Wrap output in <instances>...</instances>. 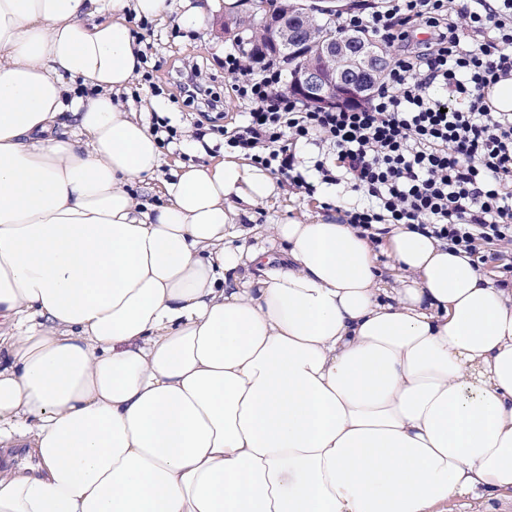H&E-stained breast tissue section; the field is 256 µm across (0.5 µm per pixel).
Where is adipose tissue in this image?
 <instances>
[{
	"label": "adipose tissue",
	"mask_w": 512,
	"mask_h": 512,
	"mask_svg": "<svg viewBox=\"0 0 512 512\" xmlns=\"http://www.w3.org/2000/svg\"><path fill=\"white\" fill-rule=\"evenodd\" d=\"M172 14L207 25L204 0H0V444L37 460L0 458V512L512 494V288L404 224L240 223L276 184L232 155L159 179L112 96L143 69L129 18Z\"/></svg>",
	"instance_id": "adipose-tissue-1"
}]
</instances>
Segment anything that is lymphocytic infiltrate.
Here are the masks:
<instances>
[{
  "mask_svg": "<svg viewBox=\"0 0 512 512\" xmlns=\"http://www.w3.org/2000/svg\"><path fill=\"white\" fill-rule=\"evenodd\" d=\"M339 28L381 38L390 65L377 92L313 107L281 91L274 60L227 54L224 72L246 114L224 131L225 147L309 193L315 184L294 147L326 150L313 164L320 183L344 177L364 197L343 223L425 229L479 264L488 260L483 246L512 245V113L492 111L484 97L512 74V0H468L459 9L450 0H379Z\"/></svg>",
  "mask_w": 512,
  "mask_h": 512,
  "instance_id": "lymphocytic-infiltrate-1",
  "label": "lymphocytic infiltrate"
}]
</instances>
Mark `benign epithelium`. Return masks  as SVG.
I'll return each instance as SVG.
<instances>
[{
  "instance_id": "benign-epithelium-1",
  "label": "benign epithelium",
  "mask_w": 512,
  "mask_h": 512,
  "mask_svg": "<svg viewBox=\"0 0 512 512\" xmlns=\"http://www.w3.org/2000/svg\"><path fill=\"white\" fill-rule=\"evenodd\" d=\"M267 27L274 30L273 44L288 52L297 50L287 17L269 8ZM314 30L307 29L304 40L317 52L292 71L288 90L306 103L330 107L361 101L378 85L385 69L382 47L366 33L356 31L338 40L315 41Z\"/></svg>"
}]
</instances>
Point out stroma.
I'll list each match as a JSON object with an SVG mask.
<instances>
[{"label":"stroma","mask_w":512,"mask_h":512,"mask_svg":"<svg viewBox=\"0 0 512 512\" xmlns=\"http://www.w3.org/2000/svg\"><path fill=\"white\" fill-rule=\"evenodd\" d=\"M211 4V21L204 31L184 29L171 17L150 21L145 26L137 20L131 23L144 53L149 57L152 79L148 82L136 79L131 92L120 94L119 99L123 104L132 105L145 121H152L157 116L166 117L176 127V140L163 149L161 171L165 174L175 162L189 158L187 151L192 143L198 142L203 146L202 152L192 157L198 163L221 156L224 152L223 137L203 132L196 124L200 102L186 99L173 90L175 82L190 68H197L198 79L208 97L222 102L224 124L231 127L241 120L237 94L224 75V57L239 50L240 40L247 38L259 23L263 16L261 3L260 0H247L233 15L237 20L236 27L227 32L219 28L220 22L231 16L224 8V0H211ZM276 184L278 195L253 209L254 223L274 224L287 219L304 222L308 218L328 214L334 200H342L348 207L359 201L358 195L343 184L319 186L311 196L284 178H277Z\"/></svg>","instance_id":"obj_1"}]
</instances>
